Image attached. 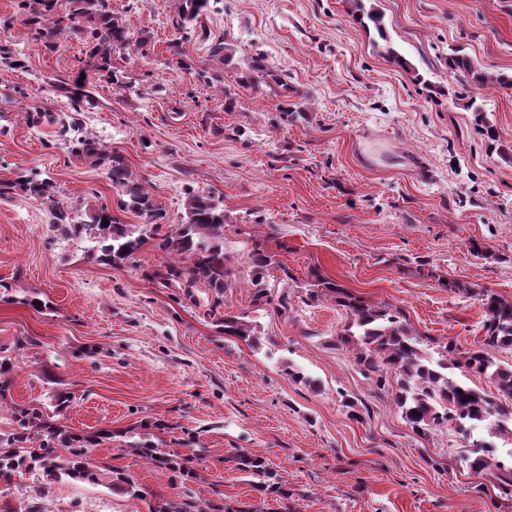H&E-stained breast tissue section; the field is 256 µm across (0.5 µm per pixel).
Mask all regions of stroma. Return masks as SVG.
<instances>
[{"mask_svg": "<svg viewBox=\"0 0 512 512\" xmlns=\"http://www.w3.org/2000/svg\"><path fill=\"white\" fill-rule=\"evenodd\" d=\"M16 3L0 0V49L21 60L0 63V180L38 172L79 210L111 203L103 169L55 143L53 127L28 124L35 105L68 111L65 89L83 78V130L145 179L168 224L181 221L186 187L223 201L233 272L224 308L247 315L256 340L220 333L179 286L146 281L162 259L152 245L103 265L89 242L53 232L30 200H0V281L12 287L0 300V347L13 366L0 432L11 428L12 406L47 411L56 389L73 391L57 422L111 431L90 449L91 463L122 470L142 492L28 473L0 483V512H148L149 501L181 497L169 471L129 448L151 417L168 422L159 435L168 450L204 449L192 486L200 505L255 501L250 477L229 463L245 451L301 490L296 512H512V497L464 461L474 438L510 461L512 440L484 429L467 439L451 425L413 433L338 343L346 316L334 300L302 301L318 270L357 297L398 307L433 353L482 340L475 291L512 299V164L487 149L465 107L482 102L499 141L512 145V88L478 92L448 72L458 50L512 74V0H369L413 74L373 45L344 0H218L185 42L182 66L170 68L179 0H111L148 51L112 56L129 90L112 85L77 34L46 50L17 20ZM214 37L230 46L231 62L210 56ZM260 55L271 76L240 88L237 76ZM202 70L221 82L199 79ZM228 92L237 96L229 111ZM250 239L270 251L287 244L283 268L267 277L287 309L254 305ZM34 291L48 310L25 305ZM289 365L312 386L290 380ZM346 395L361 420L347 417Z\"/></svg>", "mask_w": 512, "mask_h": 512, "instance_id": "35a3bbf8", "label": "stroma"}]
</instances>
